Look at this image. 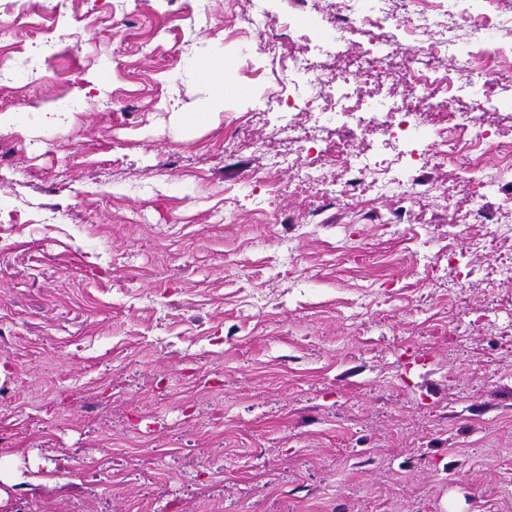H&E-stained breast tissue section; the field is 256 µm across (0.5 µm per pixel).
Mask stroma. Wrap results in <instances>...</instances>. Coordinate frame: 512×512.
Returning a JSON list of instances; mask_svg holds the SVG:
<instances>
[{"mask_svg": "<svg viewBox=\"0 0 512 512\" xmlns=\"http://www.w3.org/2000/svg\"><path fill=\"white\" fill-rule=\"evenodd\" d=\"M101 2L0 0V113L27 118L0 129V459L22 475L0 512H503L512 254L482 239L512 211L474 209L475 152L413 200L368 183L305 210L294 168L254 185L288 148L258 100L279 51L349 73L365 38L331 43L320 0H267L259 30L251 0ZM475 48L463 28L429 61L464 111L454 55ZM485 82L510 142L512 67ZM350 86L415 97L393 64ZM393 155L380 126L341 139L345 160ZM463 310L498 329L450 333Z\"/></svg>", "mask_w": 512, "mask_h": 512, "instance_id": "35a3bbf8", "label": "stroma"}]
</instances>
